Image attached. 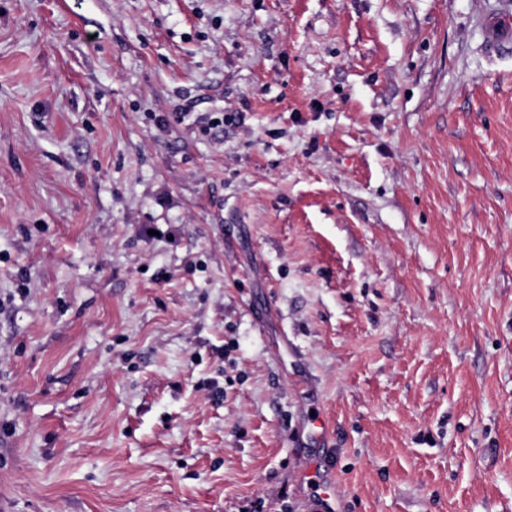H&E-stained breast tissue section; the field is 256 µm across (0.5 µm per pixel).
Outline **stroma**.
<instances>
[{
  "label": "stroma",
  "mask_w": 512,
  "mask_h": 512,
  "mask_svg": "<svg viewBox=\"0 0 512 512\" xmlns=\"http://www.w3.org/2000/svg\"><path fill=\"white\" fill-rule=\"evenodd\" d=\"M505 13L0 0V512H512Z\"/></svg>",
  "instance_id": "obj_1"
}]
</instances>
